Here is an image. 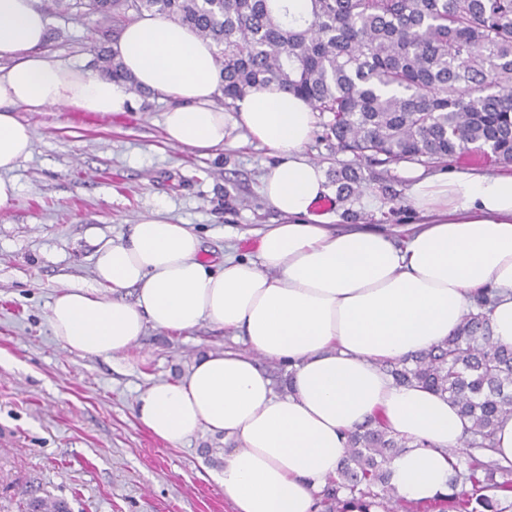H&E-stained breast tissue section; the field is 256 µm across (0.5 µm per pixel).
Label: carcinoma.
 <instances>
[{
    "instance_id": "1",
    "label": "carcinoma",
    "mask_w": 512,
    "mask_h": 512,
    "mask_svg": "<svg viewBox=\"0 0 512 512\" xmlns=\"http://www.w3.org/2000/svg\"><path fill=\"white\" fill-rule=\"evenodd\" d=\"M99 24L145 12L194 29L217 47L219 86L236 100L275 84L305 99L327 141L356 158L441 160L490 151L512 160V0H310L307 17L281 0H75ZM100 75L140 87L121 63L96 52ZM365 180L349 164L336 193L349 199ZM492 290L456 332L430 351L385 366L398 385L419 384L458 407L478 458H453L445 497L451 512H512V467L488 456L497 421L512 416V347L493 342ZM409 441L374 419L347 437L321 494L325 512H413L389 482ZM471 489H466V486ZM30 512H70L68 503L24 490Z\"/></svg>"
}]
</instances>
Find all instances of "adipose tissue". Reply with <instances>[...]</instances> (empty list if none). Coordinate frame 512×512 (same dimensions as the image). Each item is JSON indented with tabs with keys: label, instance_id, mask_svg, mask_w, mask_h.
Segmentation results:
<instances>
[{
	"label": "adipose tissue",
	"instance_id": "ef3b65f1",
	"mask_svg": "<svg viewBox=\"0 0 512 512\" xmlns=\"http://www.w3.org/2000/svg\"><path fill=\"white\" fill-rule=\"evenodd\" d=\"M47 24L37 0H0L2 211L16 197L6 174L31 151L17 109L114 114L132 105L123 84L48 54ZM112 50L140 87L176 99L163 115L171 146L223 150L212 43L146 13L124 26ZM236 108L252 137L281 159L261 191L284 221L261 231L256 259L206 262L193 228L158 207L129 225L122 243L98 248L92 286L53 297V336L102 358L125 352L150 328L179 333L208 322L240 338L247 352H204L179 379L141 391L134 407L140 424L171 447L222 437L217 480L234 512H317L349 432L373 417L412 443L390 463L399 495L425 502L447 494L448 452L462 447L466 421L440 395L394 384L381 365L446 340L486 287L497 294L493 340L512 346V174L413 171L408 202L421 220L402 243L365 224L336 231L314 212L330 190L321 166L304 155L311 105L272 84ZM261 356L286 364L284 393L275 392Z\"/></svg>",
	"mask_w": 512,
	"mask_h": 512
}]
</instances>
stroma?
<instances>
[{
  "instance_id": "35a3bbf8",
  "label": "stroma",
  "mask_w": 512,
  "mask_h": 512,
  "mask_svg": "<svg viewBox=\"0 0 512 512\" xmlns=\"http://www.w3.org/2000/svg\"><path fill=\"white\" fill-rule=\"evenodd\" d=\"M57 60L96 72L89 47L96 17L67 0H38ZM171 99L134 94L128 111L113 115L49 107L18 110L33 130L31 154L10 174L17 195L0 212V512H25V488L65 499L72 512H233L215 481L209 449L199 437L173 448L134 416L151 383L179 374L204 350L234 348L210 323L183 334L148 329L105 360L65 349L47 316L53 296L93 282V255L120 243L129 224L165 204L175 223L203 242L204 258H256L253 231L282 223L261 195L260 179L279 162L244 126L230 127L223 151L198 155L171 146L162 114ZM326 176L353 162L365 176L356 200L327 196L317 204L338 227L368 224L395 233L418 222L407 205L410 161L355 160L310 141L304 150ZM355 211L349 219L347 211Z\"/></svg>"
}]
</instances>
